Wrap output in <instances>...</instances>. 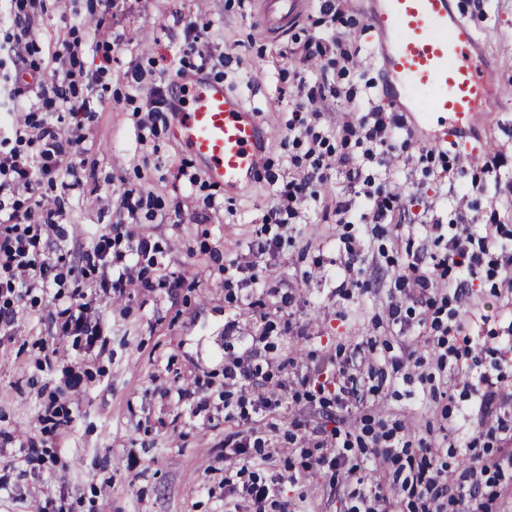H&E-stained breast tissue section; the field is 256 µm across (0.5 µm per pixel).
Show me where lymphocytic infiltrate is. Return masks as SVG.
<instances>
[{
	"label": "lymphocytic infiltrate",
	"mask_w": 512,
	"mask_h": 512,
	"mask_svg": "<svg viewBox=\"0 0 512 512\" xmlns=\"http://www.w3.org/2000/svg\"><path fill=\"white\" fill-rule=\"evenodd\" d=\"M29 50V44L18 35L8 32L0 37V111L6 114L0 122V333L13 322L14 304L23 302L38 288L52 294L60 333L85 337L91 346L97 329L90 324L88 305L80 290L59 292L63 280L60 260L43 239L47 227L55 228L58 237H66V229L57 224L62 211L44 209L41 199L32 196L31 191L38 184L51 188L62 181L68 182L70 189L79 188V181L71 179L70 174L71 158L80 138L65 136L59 121L65 113L74 120L86 114L90 101L78 99L77 88L82 85L87 91H94L97 79L72 65L50 72L32 68L28 73L36 78L42 92L37 106L25 107L16 98L12 85L26 73L19 65ZM9 62L15 63V72H5L4 66ZM322 117L315 95L297 103L288 130L294 137L308 138L309 164L302 174L283 185L276 204L264 216V229L249 245L255 257L277 252L280 238L269 235L267 225L298 217L304 202L314 197L316 183L325 179L328 154L322 149L324 139L318 130ZM401 125L398 116L376 109L341 127L343 144L356 143L364 148L362 158L345 154L338 163L346 169L349 186L360 187L370 201L371 221L375 224L394 221L398 197L374 185L371 177L365 176L363 163L388 155ZM422 231L434 242L448 244L440 262L444 277L433 278L421 271L418 261L412 260L395 285L419 289L425 306H433L438 299L462 301L466 278L487 268L512 288V249L505 244L508 233L503 225L490 222L482 235L467 243L456 236L445 237L439 223L423 225ZM157 251L155 242L131 233L125 222L108 224L79 252V269L84 273L110 270L109 286L121 293L129 284L127 262ZM470 387L478 397L480 424L487 437L497 440L512 435V387L505 385L503 376L480 372ZM281 406L278 399L268 398L258 404L243 395L225 398V420L245 426L246 431L230 433L224 439L225 447L234 449L240 461L237 469L225 472L224 485L231 491L243 488L257 505L288 512L287 503L280 500V480L272 475L278 462L264 452L274 427L257 420L260 411L276 414ZM403 430V424L398 422L376 429L339 426L330 436L314 439V447L321 451L319 463L335 466L345 480V490L354 501L352 512H512V453L490 460L484 449H467L470 481L465 484L449 476L446 468L434 466L429 459L416 458L402 436ZM366 460L383 474L371 487L365 486L360 474Z\"/></svg>",
	"instance_id": "1"
}]
</instances>
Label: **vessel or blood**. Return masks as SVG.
I'll return each mask as SVG.
<instances>
[{
  "mask_svg": "<svg viewBox=\"0 0 512 512\" xmlns=\"http://www.w3.org/2000/svg\"><path fill=\"white\" fill-rule=\"evenodd\" d=\"M365 18L378 36L384 101L418 115L414 92L433 89L428 114L440 115L436 143L467 144L496 112L504 93L483 39L456 0H373ZM212 184L240 192L255 187L267 128L260 115L220 81H208L173 129Z\"/></svg>",
  "mask_w": 512,
  "mask_h": 512,
  "instance_id": "obj_1",
  "label": "vessel or blood"
}]
</instances>
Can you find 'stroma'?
Listing matches in <instances>:
<instances>
[{
  "instance_id": "stroma-1",
  "label": "stroma",
  "mask_w": 512,
  "mask_h": 512,
  "mask_svg": "<svg viewBox=\"0 0 512 512\" xmlns=\"http://www.w3.org/2000/svg\"><path fill=\"white\" fill-rule=\"evenodd\" d=\"M464 16L485 39L502 84L512 87V0H459ZM97 0H39L30 11L23 42L33 61L50 71L55 56L75 48L84 70L101 75L100 102L83 119V142L73 155L81 188L63 197L59 222L66 239L50 237L56 253L73 264L104 225L119 221L123 190L142 188L155 199L140 210L132 228L148 233L160 252L157 264L139 260L132 275L147 274L150 288L113 294L100 275L68 278L83 288L88 316L100 332L93 348L84 338L60 335L49 296L33 290L8 336L0 338V512H224V470L238 464L224 436L236 429L224 419V396L260 401L285 396L279 433L271 453L300 461L310 440L288 439L292 421L329 431L339 421L360 427L362 415L391 421L415 420L420 433L439 422L425 410L434 383L421 369L397 367L407 351L432 358L419 338L418 291L395 290L404 254L395 235L411 241L426 267L442 249L417 230L422 222L485 223L490 212L512 230V196L497 195V183L512 181V94L495 113L493 152L506 164L493 173L471 162L469 151L436 147L423 160L424 141L412 126L399 130L410 142L407 156L392 158L386 189L398 193L397 224H363L358 213L338 223L325 201L354 198L341 166H332L317 185V198L304 204L300 223L289 225L272 259L267 290L247 284L228 299L224 265L252 261L247 244L275 204L283 183L306 166L307 139L289 141L288 121L297 95L322 75H335L348 46L360 55L343 79L353 99L326 98L324 127L357 119L384 102L378 86L376 39L366 24L362 0H346L354 23L332 27L318 0H297L293 15L274 12L272 0H115L111 14L96 11ZM204 23L200 36L188 29ZM337 35L323 57L305 59L310 39ZM198 39L209 62L204 72L180 65L187 40ZM109 43L104 54L96 41ZM223 81L269 125L272 137L258 182L240 196L199 176L198 166L172 134L173 115L150 123L151 88H178L190 99L197 76ZM462 171L453 183L435 177L441 164ZM196 181L182 176V167ZM359 246L362 263L355 285L344 288L334 261L346 244ZM466 307L477 316L471 349L459 350L448 375L452 409L469 404L473 357L490 374L512 385V314L503 306L498 280L481 274L466 283ZM402 307L404 327L389 326L387 305ZM269 345L255 363L260 379L225 389L224 364L245 355L261 328ZM338 356L348 372L371 387L369 371L387 381L364 403L335 401L331 372L302 384L322 359ZM79 388H67L72 375ZM209 399L198 410L197 389ZM42 453L28 459L29 442ZM282 496L304 502L308 512H349L345 491L328 468H310L299 483L283 481Z\"/></svg>"
}]
</instances>
